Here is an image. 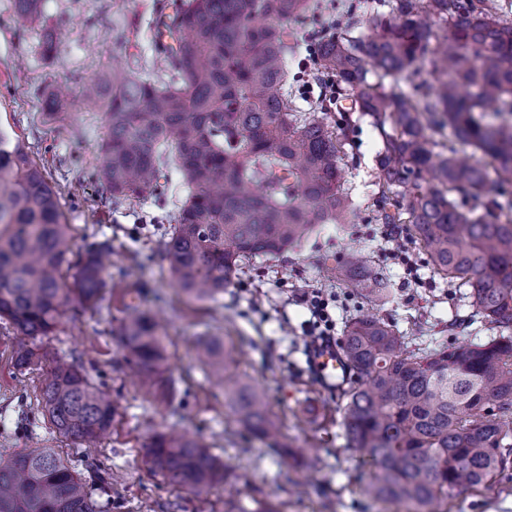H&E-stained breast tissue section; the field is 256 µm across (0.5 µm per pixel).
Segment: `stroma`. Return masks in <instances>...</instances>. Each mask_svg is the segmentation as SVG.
<instances>
[{
	"label": "stroma",
	"mask_w": 512,
	"mask_h": 512,
	"mask_svg": "<svg viewBox=\"0 0 512 512\" xmlns=\"http://www.w3.org/2000/svg\"><path fill=\"white\" fill-rule=\"evenodd\" d=\"M377 0H309L306 13L289 24L291 74L309 61L319 38L348 31L370 34ZM13 0H0V128L25 141L56 186L75 253L86 244L112 242V274L107 291L112 307L101 312L70 301L55 335L40 345L51 354L84 366L94 382L121 406L110 434L95 448H73L52 432L43 418L20 428L19 407L35 411L45 368L18 372L13 365L15 334L0 323V453L54 448L87 481L110 478L112 512H405L367 491L371 468L344 435L342 403L320 393L308 352L321 340L340 343L347 322L374 312L394 322L409 338V348L431 339L451 345L474 342L489 329L476 321L456 330L449 323L470 312L465 289L434 275L425 250L400 244L394 228L372 223L375 210V157L381 137L369 117L353 113L352 151L342 162L341 190L352 203L345 224H321L274 259L243 264L233 284L214 301L188 299L177 287L165 256L164 230L185 199L181 177L168 170L164 196L112 206L109 191L87 179L99 158L104 116L83 91L92 78L111 74L115 65L135 67L155 54L149 25L155 0H44L42 14L25 29L12 22ZM60 32L56 54L44 58L38 47L42 27ZM64 89L63 121L46 118L43 100ZM360 250L385 265L393 283L389 299L371 302L330 268L348 251ZM144 285L143 305L163 325L166 355L176 381L172 404L143 390L112 339L129 290ZM323 293L332 325L319 331L309 300ZM214 336L235 359L242 377L263 389L287 445L270 448L252 436L224 403L223 388L204 377L195 347ZM321 398L326 414L319 424L299 412L307 397ZM176 430L202 435L218 455L227 484L194 494L169 484L144 461L153 432ZM448 512H512V471L478 489H457Z\"/></svg>",
	"instance_id": "1"
}]
</instances>
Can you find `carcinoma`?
<instances>
[{
  "label": "carcinoma",
  "instance_id": "carcinoma-1",
  "mask_svg": "<svg viewBox=\"0 0 512 512\" xmlns=\"http://www.w3.org/2000/svg\"><path fill=\"white\" fill-rule=\"evenodd\" d=\"M373 33L319 40L313 60L332 80L318 110L339 99L372 119L374 219L428 248L433 272L468 287L471 318L495 335L449 349L409 351L397 326L372 314L345 328L341 353L359 384L339 399L342 424L375 473L368 492L410 512H439L455 489H477L512 468V4L495 0H379ZM308 0H163L155 27L173 45L163 71H112L91 81L86 100L104 112L105 137L92 179L112 200L157 196L174 163L186 190L165 248L180 288L197 300L224 292L240 266L276 257L317 224H344L340 190L350 119L329 127L300 114L288 84V21ZM43 0H14L23 29ZM59 36L46 27L42 56ZM470 148L468 159L459 157ZM477 206L463 209L456 198ZM74 240L59 198L26 146L0 130V321L18 336L14 364L50 362L36 410L75 448H95L118 405L81 367L39 352L29 339L57 326L76 297L104 300L110 241L74 263ZM341 278L374 298L387 295L385 269L361 252ZM113 336L147 390L166 392L164 336L132 306ZM207 378L256 437L278 441L266 394L240 378L218 338L196 348ZM146 462L175 486L200 491L225 479L204 439L154 436ZM0 512H111L53 448L0 456Z\"/></svg>",
  "mask_w": 512,
  "mask_h": 512
}]
</instances>
